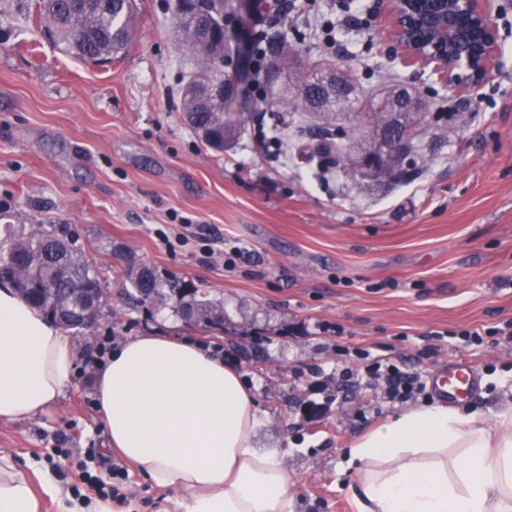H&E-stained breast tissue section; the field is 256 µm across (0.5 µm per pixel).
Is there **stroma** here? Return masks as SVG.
Wrapping results in <instances>:
<instances>
[{
  "label": "stroma",
  "instance_id": "stroma-1",
  "mask_svg": "<svg viewBox=\"0 0 512 512\" xmlns=\"http://www.w3.org/2000/svg\"><path fill=\"white\" fill-rule=\"evenodd\" d=\"M132 45L98 66L43 34L38 0H0V228L34 224L63 234L95 267L110 268L112 312L71 337L74 369L58 404L0 422V459L56 498L91 505L99 487L120 485L114 512H179L180 492L161 490L135 467L112 476L95 399L106 336L147 333L224 350L258 401L259 447L277 448L296 480L290 512H357V478L345 456L392 415L435 402L423 391L391 402L348 378L360 354L427 375L464 360L480 389L463 401L486 418L512 405V15L504 65L473 95L449 96L414 68L391 60L370 19L372 0H264L265 29L284 34L307 66L344 69L354 106L339 115L342 160L315 154L323 116L304 111L284 83L252 88L253 13L224 0L234 91L224 112L236 129L223 150L200 140L181 105L196 64L175 32L174 0H135ZM407 88L424 105L409 153L392 176L364 174L374 146L367 121L388 92ZM287 123L288 151L270 142ZM190 225L191 248L168 249L159 232ZM249 257L224 262L233 246ZM175 274L224 306V323L189 325L170 308L132 300L127 260ZM478 330L481 344L464 345ZM257 344L251 358L238 345Z\"/></svg>",
  "mask_w": 512,
  "mask_h": 512
}]
</instances>
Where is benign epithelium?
Returning <instances> with one entry per match:
<instances>
[{
  "label": "benign epithelium",
  "instance_id": "obj_1",
  "mask_svg": "<svg viewBox=\"0 0 512 512\" xmlns=\"http://www.w3.org/2000/svg\"><path fill=\"white\" fill-rule=\"evenodd\" d=\"M509 8L512 0H374L373 14L391 58L457 96L477 90L503 66L497 19ZM388 107L397 116L422 109L403 93L389 98ZM402 131L395 122L387 126L383 153L398 149Z\"/></svg>",
  "mask_w": 512,
  "mask_h": 512
}]
</instances>
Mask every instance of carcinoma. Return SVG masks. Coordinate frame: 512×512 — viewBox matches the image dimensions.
<instances>
[{"label":"carcinoma","mask_w":512,"mask_h":512,"mask_svg":"<svg viewBox=\"0 0 512 512\" xmlns=\"http://www.w3.org/2000/svg\"><path fill=\"white\" fill-rule=\"evenodd\" d=\"M135 0H40L45 32L58 46L84 61L107 62L125 55L131 45V19ZM206 14L219 36L224 29V0H176L178 40L193 55L208 61L196 70L183 88L185 118L195 134L211 147L222 150L233 135L224 120L228 99L216 101L207 93L214 85L231 83L226 68L228 55L215 54V45L193 26L194 17ZM270 55L275 58L270 77L292 69V52L279 34H271ZM126 283L140 303L160 301L175 315L205 328L224 320L223 306L211 300L192 282L169 275L160 278L146 264H130L125 269ZM19 280L23 289L16 293L46 318L65 330L79 331L91 326L77 319L83 302L74 289L88 296L106 298V270L90 265L54 230L33 232L24 224H7L0 231V281Z\"/></svg>","instance_id":"carcinoma-1"}]
</instances>
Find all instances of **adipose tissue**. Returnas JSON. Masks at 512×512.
<instances>
[{
	"label": "adipose tissue",
	"instance_id": "ef3b65f1",
	"mask_svg": "<svg viewBox=\"0 0 512 512\" xmlns=\"http://www.w3.org/2000/svg\"><path fill=\"white\" fill-rule=\"evenodd\" d=\"M74 367L68 340L0 285V421L53 408ZM109 449L180 512H288L296 485L255 442L253 388L212 349L142 335L118 343L95 382ZM359 512H512V409L494 422L445 404L400 413L353 442ZM0 512H40L28 480L0 476Z\"/></svg>",
	"mask_w": 512,
	"mask_h": 512
}]
</instances>
